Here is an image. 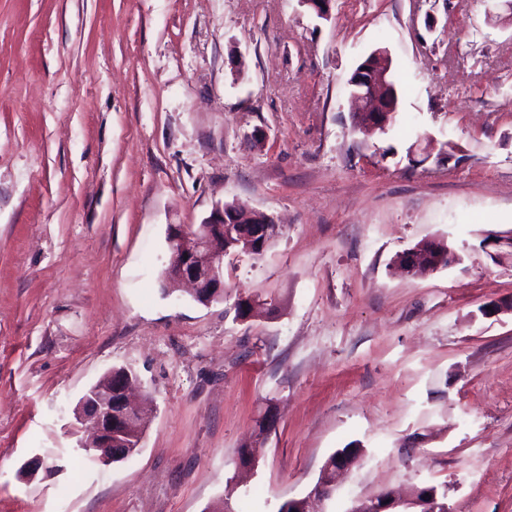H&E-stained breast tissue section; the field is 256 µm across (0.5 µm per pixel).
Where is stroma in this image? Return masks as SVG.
Listing matches in <instances>:
<instances>
[{
  "mask_svg": "<svg viewBox=\"0 0 512 512\" xmlns=\"http://www.w3.org/2000/svg\"><path fill=\"white\" fill-rule=\"evenodd\" d=\"M488 8L0 0V512H204L235 476L237 512H278L347 447L325 512L429 486L512 512V245L483 244L512 234V25ZM378 48L399 107L367 137L347 82ZM231 202L279 236L225 255L223 301L164 293L169 226ZM431 239L456 262L399 274ZM247 297L269 311L237 320ZM118 368L152 399L137 450L54 470Z\"/></svg>",
  "mask_w": 512,
  "mask_h": 512,
  "instance_id": "35a3bbf8",
  "label": "stroma"
}]
</instances>
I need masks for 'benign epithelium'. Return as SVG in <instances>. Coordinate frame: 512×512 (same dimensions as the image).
Instances as JSON below:
<instances>
[{
    "mask_svg": "<svg viewBox=\"0 0 512 512\" xmlns=\"http://www.w3.org/2000/svg\"><path fill=\"white\" fill-rule=\"evenodd\" d=\"M390 57L379 48L372 58L355 70L348 80L352 111V128L359 132L383 130L396 112L397 98L391 84L390 68L381 59ZM274 219L248 208L226 210L220 204L198 225H170L173 245L166 281L175 288L183 283L193 286L198 302L208 305L224 299L225 240L237 236L242 251L256 254L265 249L277 233ZM429 250L413 248L403 252L399 265L406 272L428 267ZM134 377L117 376L109 371L79 399L73 409V429L79 435L76 450L95 463L108 466L119 454L121 437H138L144 430L142 406L131 399ZM356 461L348 453H336V459L323 470V476L312 490L310 499L321 504L332 487ZM348 512H448L436 498L423 490L409 499L385 492L370 500L355 502Z\"/></svg>",
    "mask_w": 512,
    "mask_h": 512,
    "instance_id": "1",
    "label": "benign epithelium"
}]
</instances>
